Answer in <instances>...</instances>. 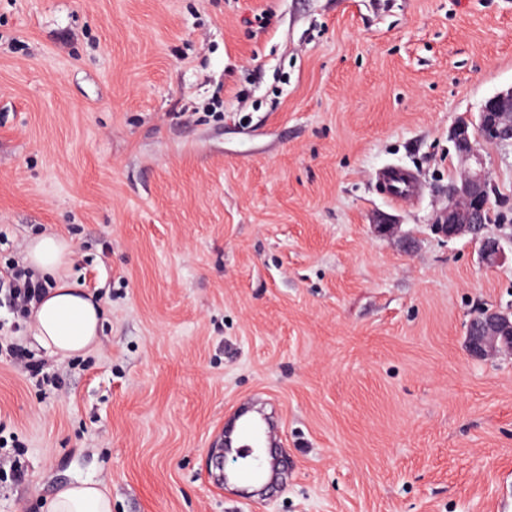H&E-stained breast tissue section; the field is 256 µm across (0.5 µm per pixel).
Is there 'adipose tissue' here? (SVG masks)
Here are the masks:
<instances>
[{"label":"adipose tissue","instance_id":"ef3b65f1","mask_svg":"<svg viewBox=\"0 0 512 512\" xmlns=\"http://www.w3.org/2000/svg\"><path fill=\"white\" fill-rule=\"evenodd\" d=\"M73 251L63 236L47 232L28 242L26 262L45 279V291L32 311L40 345L60 357L83 353L99 339L103 309L70 281ZM49 512H112V500L99 485L80 482L56 494Z\"/></svg>","mask_w":512,"mask_h":512}]
</instances>
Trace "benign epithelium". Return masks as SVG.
I'll return each instance as SVG.
<instances>
[{"label": "benign epithelium", "instance_id": "benign-epithelium-1", "mask_svg": "<svg viewBox=\"0 0 512 512\" xmlns=\"http://www.w3.org/2000/svg\"><path fill=\"white\" fill-rule=\"evenodd\" d=\"M482 136L472 137L466 123L455 124L448 139L453 143L462 168L460 177L448 189V206L437 217L448 238L470 235L479 243L485 265L493 267L503 257L501 240L484 232V215L491 208L490 181L483 167L479 145L512 151V86L483 105L480 111ZM466 349L474 359L512 355V317L488 308L469 321Z\"/></svg>", "mask_w": 512, "mask_h": 512}]
</instances>
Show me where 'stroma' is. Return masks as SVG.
<instances>
[{"mask_svg": "<svg viewBox=\"0 0 512 512\" xmlns=\"http://www.w3.org/2000/svg\"><path fill=\"white\" fill-rule=\"evenodd\" d=\"M511 86L512 0H0V264L62 234L104 310L63 359L0 307L42 369L0 351V512H512V356L466 350L512 311V154L498 265L435 228L450 127ZM269 402L285 479L248 497L212 457ZM378 182L387 197L394 202L407 203L419 196V181L411 171L388 167L380 173ZM466 349L471 358L489 359L512 355V317L495 308H487L469 321ZM48 512H112V500L96 483L79 482L57 493Z\"/></svg>", "mask_w": 512, "mask_h": 512, "instance_id": "obj_1", "label": "stroma"}]
</instances>
